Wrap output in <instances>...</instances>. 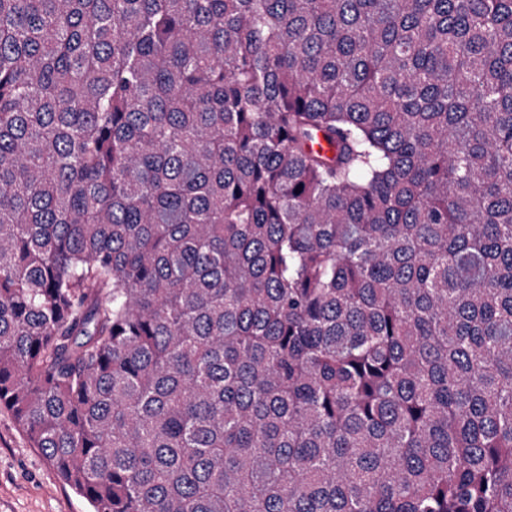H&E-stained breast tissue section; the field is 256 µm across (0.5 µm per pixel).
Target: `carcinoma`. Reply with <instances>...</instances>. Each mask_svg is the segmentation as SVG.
<instances>
[{
	"label": "carcinoma",
	"mask_w": 512,
	"mask_h": 512,
	"mask_svg": "<svg viewBox=\"0 0 512 512\" xmlns=\"http://www.w3.org/2000/svg\"><path fill=\"white\" fill-rule=\"evenodd\" d=\"M0 406L92 512H512V0H0Z\"/></svg>",
	"instance_id": "obj_1"
}]
</instances>
